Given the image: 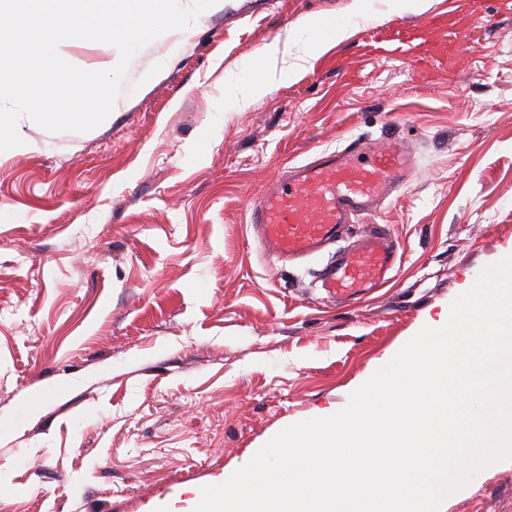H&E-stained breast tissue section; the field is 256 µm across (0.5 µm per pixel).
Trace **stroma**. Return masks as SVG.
<instances>
[{
  "mask_svg": "<svg viewBox=\"0 0 512 512\" xmlns=\"http://www.w3.org/2000/svg\"><path fill=\"white\" fill-rule=\"evenodd\" d=\"M443 13L428 59L386 53ZM350 29L306 56L304 17ZM265 60L271 88L254 91ZM299 62L296 71L288 65ZM0 155V512H192L213 478L294 423L342 409L425 316L512 255V12L484 0H219L132 58L85 133L21 119ZM412 152L357 216L402 256L385 288L327 299L252 240L282 167L354 137ZM447 512H512V460Z\"/></svg>",
  "mask_w": 512,
  "mask_h": 512,
  "instance_id": "stroma-1",
  "label": "stroma"
}]
</instances>
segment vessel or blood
<instances>
[{
    "mask_svg": "<svg viewBox=\"0 0 512 512\" xmlns=\"http://www.w3.org/2000/svg\"><path fill=\"white\" fill-rule=\"evenodd\" d=\"M415 167L410 151L388 143L352 141L291 167L253 201L249 225L271 255L285 260L314 256L338 242L353 218L399 189ZM399 243L377 224L344 248L320 274L329 298L356 303L386 283L399 260Z\"/></svg>",
    "mask_w": 512,
    "mask_h": 512,
    "instance_id": "obj_1",
    "label": "vessel or blood"
}]
</instances>
